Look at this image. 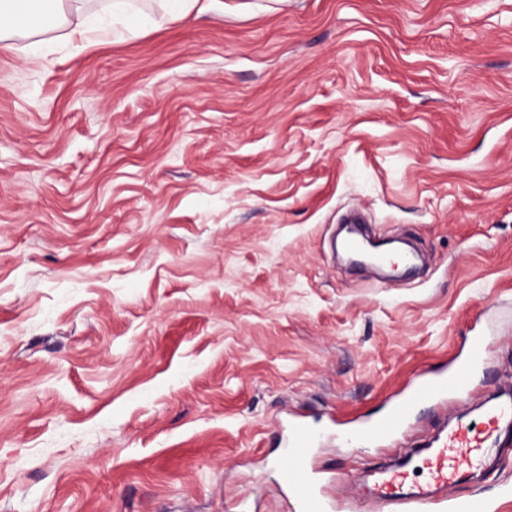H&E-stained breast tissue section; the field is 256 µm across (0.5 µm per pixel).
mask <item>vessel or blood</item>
I'll return each instance as SVG.
<instances>
[{
  "label": "vessel or blood",
  "instance_id": "obj_1",
  "mask_svg": "<svg viewBox=\"0 0 512 512\" xmlns=\"http://www.w3.org/2000/svg\"><path fill=\"white\" fill-rule=\"evenodd\" d=\"M484 349L482 337H472L466 356L458 358L448 373L417 377L415 382L379 419L357 427L356 432L375 442L391 440L404 428L412 410L419 404L466 390L475 362ZM512 423V401L505 399L489 406L474 422L463 424L440 436L436 445L416 453H405L393 466L375 470L365 485L372 500L384 503H438L441 492L457 486L490 461L495 434ZM316 443L306 423H295L286 439L289 463L281 472L297 512H329L330 504L317 488L311 466ZM419 480H411V473Z\"/></svg>",
  "mask_w": 512,
  "mask_h": 512
}]
</instances>
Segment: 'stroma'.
<instances>
[{
  "mask_svg": "<svg viewBox=\"0 0 512 512\" xmlns=\"http://www.w3.org/2000/svg\"><path fill=\"white\" fill-rule=\"evenodd\" d=\"M41 55L0 50V512H293L295 417L334 512H409L345 442L485 337L512 373V0H223ZM425 258L335 251L344 216ZM456 486L512 512V426Z\"/></svg>",
  "mask_w": 512,
  "mask_h": 512,
  "instance_id": "1",
  "label": "stroma"
}]
</instances>
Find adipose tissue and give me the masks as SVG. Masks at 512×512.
I'll use <instances>...</instances> for the list:
<instances>
[{
	"mask_svg": "<svg viewBox=\"0 0 512 512\" xmlns=\"http://www.w3.org/2000/svg\"><path fill=\"white\" fill-rule=\"evenodd\" d=\"M65 0H0V50L11 49V38L21 33H46L63 30L73 25L75 32L83 35L107 34L108 24L122 26L125 31L136 32L142 14L131 0H110L111 23L85 10H75L66 15Z\"/></svg>",
	"mask_w": 512,
	"mask_h": 512,
	"instance_id": "obj_1",
	"label": "adipose tissue"
}]
</instances>
